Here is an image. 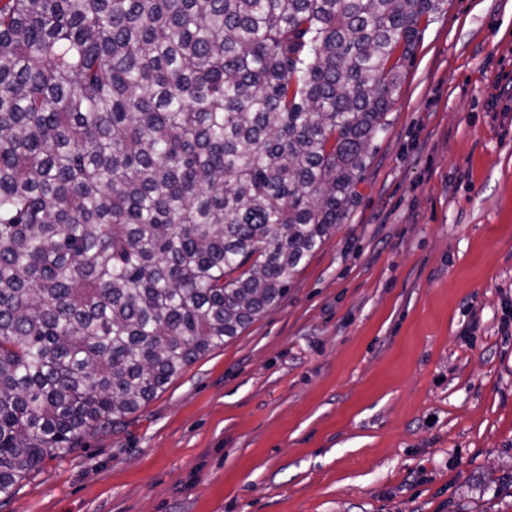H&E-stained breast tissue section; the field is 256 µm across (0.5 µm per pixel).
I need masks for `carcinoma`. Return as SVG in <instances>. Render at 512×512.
Here are the masks:
<instances>
[{
  "label": "carcinoma",
  "mask_w": 512,
  "mask_h": 512,
  "mask_svg": "<svg viewBox=\"0 0 512 512\" xmlns=\"http://www.w3.org/2000/svg\"><path fill=\"white\" fill-rule=\"evenodd\" d=\"M444 0H0V499L287 295Z\"/></svg>",
  "instance_id": "cac0c4a2"
}]
</instances>
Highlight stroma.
I'll use <instances>...</instances> for the list:
<instances>
[{
    "label": "stroma",
    "instance_id": "obj_1",
    "mask_svg": "<svg viewBox=\"0 0 512 512\" xmlns=\"http://www.w3.org/2000/svg\"><path fill=\"white\" fill-rule=\"evenodd\" d=\"M0 512H512V0H446L287 296Z\"/></svg>",
    "mask_w": 512,
    "mask_h": 512
}]
</instances>
